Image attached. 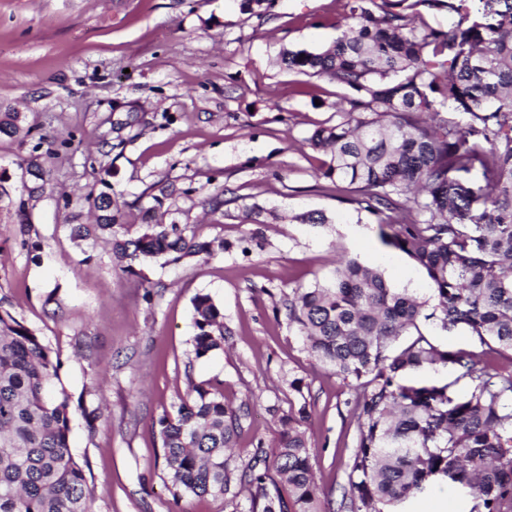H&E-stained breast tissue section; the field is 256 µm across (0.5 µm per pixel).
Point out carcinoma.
I'll return each instance as SVG.
<instances>
[{"mask_svg":"<svg viewBox=\"0 0 512 512\" xmlns=\"http://www.w3.org/2000/svg\"><path fill=\"white\" fill-rule=\"evenodd\" d=\"M422 3L447 7L448 29L392 10L391 0H348L329 48L286 49L281 64L346 91L340 118L307 139L325 156L318 176L358 186L355 202L376 217L382 243L426 272L436 304L426 312L428 301L349 259L330 281L296 289L283 308L313 357L359 381L347 512H393L437 479L471 488L470 512H512V377L436 345L420 328L435 318L448 332L467 328L491 352L512 351V0ZM21 122L18 112H0V136H18ZM92 207L96 223L73 225L72 239L107 236L129 272L141 261L230 248L174 222L147 221L131 236L105 191ZM192 305L199 359L223 348L227 328L210 295ZM59 369L39 337L1 308L0 512H93V490L69 445L68 397L55 390ZM442 369L454 380L436 381ZM461 381L466 391L452 396ZM243 413L223 392L189 383L176 415L158 420L172 496L233 505L246 488L247 512H321L307 406L282 420L271 452L258 448L239 463ZM276 476L288 496L271 493Z\"/></svg>","mask_w":512,"mask_h":512,"instance_id":"cac0c4a2","label":"carcinoma"}]
</instances>
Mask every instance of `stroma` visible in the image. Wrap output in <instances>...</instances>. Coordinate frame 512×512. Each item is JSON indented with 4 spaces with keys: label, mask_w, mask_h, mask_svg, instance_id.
<instances>
[{
    "label": "stroma",
    "mask_w": 512,
    "mask_h": 512,
    "mask_svg": "<svg viewBox=\"0 0 512 512\" xmlns=\"http://www.w3.org/2000/svg\"><path fill=\"white\" fill-rule=\"evenodd\" d=\"M347 0H0V111L30 129L0 137V307L61 361L69 441L94 491V512H233L223 499L173 498L164 485L157 421L175 415L189 382L248 410L237 451L272 449L281 420L305 422L325 512H337L355 451V380L312 357L278 313L294 289L334 274L342 256L387 283L431 297L425 273L385 247L347 184L316 176L305 144L336 121L344 91L285 69L283 49L328 48ZM49 169L15 205L28 160ZM110 183L137 234L143 211L230 252L125 272L106 239L75 242L86 200ZM223 193L211 211L209 195ZM323 213V224L298 214ZM209 294L230 328L222 350L195 358L192 300ZM472 491L437 481L401 512H468Z\"/></svg>",
    "instance_id": "35a3bbf8"
}]
</instances>
